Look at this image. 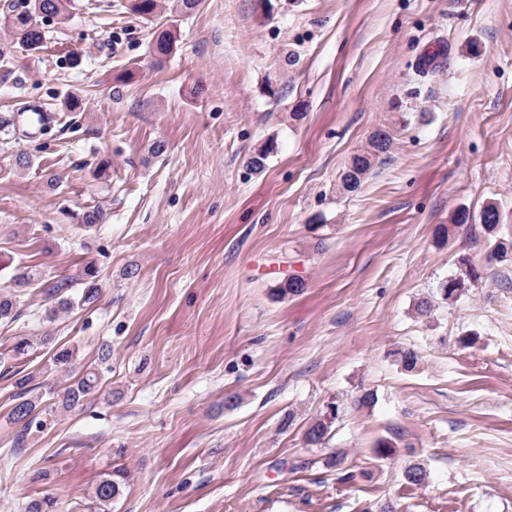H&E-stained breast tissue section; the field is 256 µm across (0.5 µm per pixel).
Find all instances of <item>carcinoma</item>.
Segmentation results:
<instances>
[{
	"instance_id": "carcinoma-1",
	"label": "carcinoma",
	"mask_w": 512,
	"mask_h": 512,
	"mask_svg": "<svg viewBox=\"0 0 512 512\" xmlns=\"http://www.w3.org/2000/svg\"><path fill=\"white\" fill-rule=\"evenodd\" d=\"M68 0H26L23 7H18L13 2L3 4L0 9L7 16L9 27V40L12 45H17L31 54L41 52L46 46V31L39 25L31 23L32 17L38 12L45 13V18L58 20L63 23L67 19ZM161 8V0H127L126 10L132 14L146 18ZM175 47L174 34L169 30L159 32L150 46V54L159 59L172 53ZM372 151L357 154L352 158L350 165L341 177V186L347 192H354L360 186L372 167L374 156L387 151L390 147V136L380 131L371 142ZM480 227L484 237L493 243L492 257L499 262H506L512 258V240L501 235L498 209L495 204L486 205L480 215ZM465 269L461 273L451 276L443 282L440 294L443 300L455 302L467 291V284L481 279V273L469 263H463ZM11 281L18 288H28L34 284L42 288L47 299L53 301L62 310L73 307L74 301L83 303L97 299L99 285L97 283V271L88 264L78 276H51L44 278L37 271L28 267H16ZM19 316L16 308V296L13 294L0 295V320L10 321ZM75 354L73 349H61L52 358V369L68 373L71 370L72 359ZM397 362L406 371L416 369L420 356L413 347H403L394 351ZM35 374L28 373L16 379L15 395L16 403L12 407L10 416L13 422L23 424L19 431L15 447L21 448L25 443V435L35 424L36 417L33 412L36 408L34 400L28 395L34 390L31 386ZM98 383V375L93 371L85 373L74 384L66 387L62 393V404L68 408L80 405L84 399L95 391ZM345 407L340 403H334V412L331 415L323 414L311 423L305 434L307 444L322 445L332 437V427L336 420L344 412ZM123 486V472L117 470L113 474L103 477L95 488L96 501L106 505L112 499L120 495Z\"/></svg>"
}]
</instances>
